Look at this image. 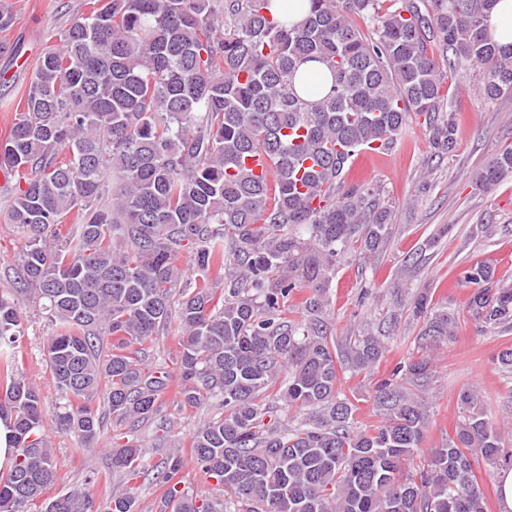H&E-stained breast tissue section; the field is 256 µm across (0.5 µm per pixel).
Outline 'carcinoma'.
I'll return each mask as SVG.
<instances>
[{
	"instance_id": "obj_1",
	"label": "carcinoma",
	"mask_w": 512,
	"mask_h": 512,
	"mask_svg": "<svg viewBox=\"0 0 512 512\" xmlns=\"http://www.w3.org/2000/svg\"><path fill=\"white\" fill-rule=\"evenodd\" d=\"M299 0V22L271 0H89L46 50L0 143L12 184L11 223L23 239L14 287L0 292V420L14 459L0 475V512H139L125 485L165 487L159 512H486L476 471L512 461L479 391L461 390L448 441L423 447L432 376L425 358L397 364L374 386L380 420L359 430L345 373L370 371L398 316L341 348L329 282L358 248L380 254L393 229L380 187L348 182L361 152H391L410 115L436 152L458 138L441 100L437 39L481 77L490 99L512 94V46L488 38L497 0ZM370 23L366 38L355 19ZM328 70L325 95L295 88L299 66ZM268 160L257 175L248 160ZM512 174V149L472 176L491 192ZM189 254L199 285L182 282ZM457 283L482 327L512 326V287L494 265L462 267ZM37 299L53 326L47 368L57 432L96 443L108 419L154 418L173 377L144 366L146 344L179 337L182 407H206L192 459L224 495L183 489L175 448L157 464L129 441L111 475L49 502L57 480L45 404L20 369L22 305ZM296 303L301 319L282 317ZM420 339L454 333V312L420 291L399 299ZM298 416L273 417L270 396Z\"/></svg>"
}]
</instances>
